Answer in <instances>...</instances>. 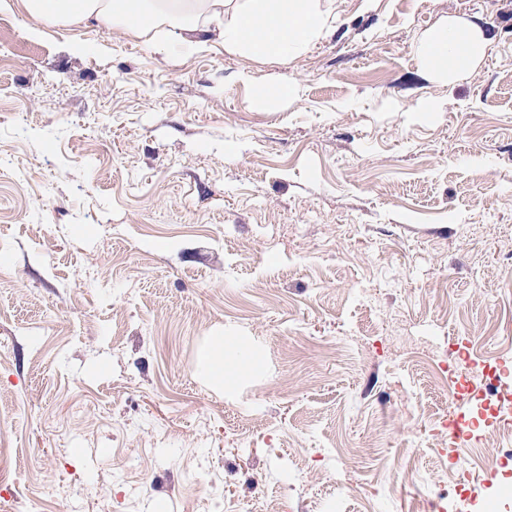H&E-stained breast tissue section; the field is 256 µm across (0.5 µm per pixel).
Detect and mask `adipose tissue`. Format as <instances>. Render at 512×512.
<instances>
[{
  "instance_id": "adipose-tissue-1",
  "label": "adipose tissue",
  "mask_w": 512,
  "mask_h": 512,
  "mask_svg": "<svg viewBox=\"0 0 512 512\" xmlns=\"http://www.w3.org/2000/svg\"><path fill=\"white\" fill-rule=\"evenodd\" d=\"M0 9L18 12L31 36L48 27L70 31L66 49L79 53L76 31L120 30L144 39L158 51L176 47H223L253 62L289 63L325 38L336 19V0H0ZM490 39L473 23L451 21L423 32L416 58L431 77L448 82L471 70ZM226 337H213L198 363L210 383L232 385L253 368L252 361L228 367Z\"/></svg>"
}]
</instances>
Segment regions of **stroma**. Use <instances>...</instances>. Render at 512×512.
I'll list each match as a JSON object with an SVG mask.
<instances>
[{
	"label": "stroma",
	"mask_w": 512,
	"mask_h": 512,
	"mask_svg": "<svg viewBox=\"0 0 512 512\" xmlns=\"http://www.w3.org/2000/svg\"><path fill=\"white\" fill-rule=\"evenodd\" d=\"M451 18L492 43L443 84ZM67 36L0 11V512H416L455 465L512 512L433 378L512 361V0H349L287 65ZM221 335L261 358L224 390ZM489 45L490 38L482 27L448 21L425 30L415 52L424 72L448 82L471 70L484 57ZM298 96V88L293 84L264 83L258 104L267 110H276L279 105L286 103ZM241 340L228 341L224 336H214L209 347L201 354L198 365H202L201 372L210 383L224 388L232 385L242 376L247 375L253 368V362L249 359L238 364L232 369L224 363V350L229 346L234 348L245 346Z\"/></svg>",
	"instance_id": "stroma-1"
}]
</instances>
